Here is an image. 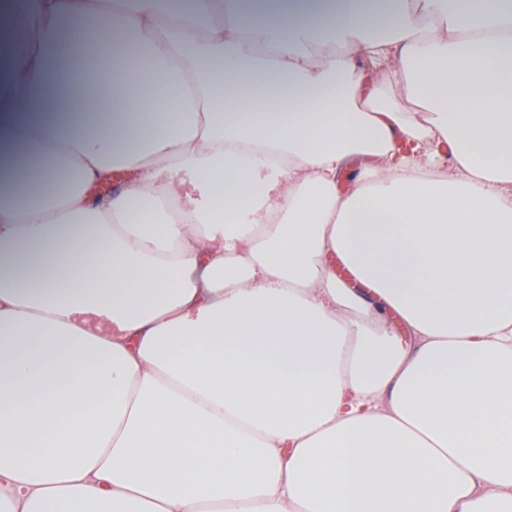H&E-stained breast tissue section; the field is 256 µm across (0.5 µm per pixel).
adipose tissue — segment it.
I'll return each mask as SVG.
<instances>
[{
  "mask_svg": "<svg viewBox=\"0 0 512 512\" xmlns=\"http://www.w3.org/2000/svg\"><path fill=\"white\" fill-rule=\"evenodd\" d=\"M24 167L0 512H512V0H0Z\"/></svg>",
  "mask_w": 512,
  "mask_h": 512,
  "instance_id": "obj_1",
  "label": "adipose tissue"
}]
</instances>
